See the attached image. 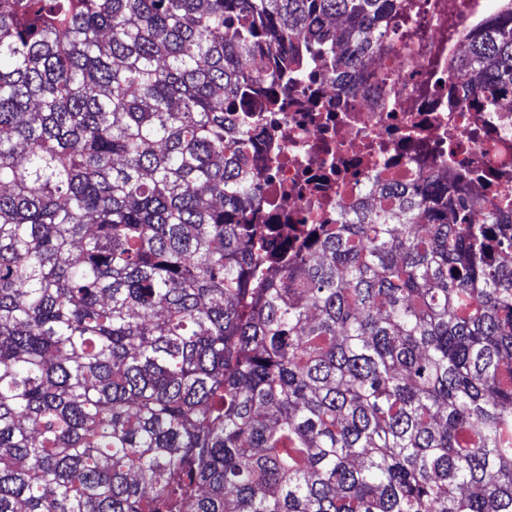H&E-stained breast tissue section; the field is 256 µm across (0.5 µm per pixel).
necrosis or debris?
<instances>
[{"mask_svg":"<svg viewBox=\"0 0 512 512\" xmlns=\"http://www.w3.org/2000/svg\"><path fill=\"white\" fill-rule=\"evenodd\" d=\"M418 33L336 74V54L283 76L256 60L244 161L262 190L248 216L302 245L315 225L378 199L381 185L464 190L512 208V97L477 106V80L449 69L486 0H415Z\"/></svg>","mask_w":512,"mask_h":512,"instance_id":"obj_1","label":"necrosis or debris"}]
</instances>
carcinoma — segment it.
<instances>
[{
    "mask_svg": "<svg viewBox=\"0 0 512 512\" xmlns=\"http://www.w3.org/2000/svg\"><path fill=\"white\" fill-rule=\"evenodd\" d=\"M396 0H0V512H512V221L383 187L288 255L258 52ZM455 63L512 95V0Z\"/></svg>",
    "mask_w": 512,
    "mask_h": 512,
    "instance_id": "cac0c4a2",
    "label": "carcinoma"
}]
</instances>
